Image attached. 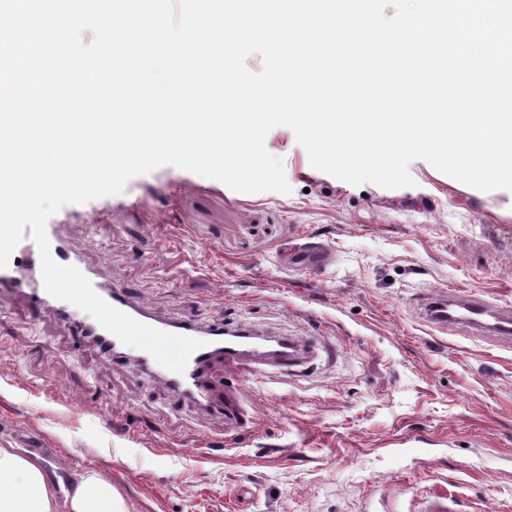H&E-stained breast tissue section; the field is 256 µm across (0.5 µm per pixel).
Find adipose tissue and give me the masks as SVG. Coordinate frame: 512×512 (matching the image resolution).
I'll return each mask as SVG.
<instances>
[{
	"label": "adipose tissue",
	"mask_w": 512,
	"mask_h": 512,
	"mask_svg": "<svg viewBox=\"0 0 512 512\" xmlns=\"http://www.w3.org/2000/svg\"><path fill=\"white\" fill-rule=\"evenodd\" d=\"M0 512H128L123 496L95 470L58 494L39 457L0 447Z\"/></svg>",
	"instance_id": "ef3b65f1"
}]
</instances>
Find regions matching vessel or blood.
<instances>
[{"label":"vessel or blood","mask_w":512,"mask_h":512,"mask_svg":"<svg viewBox=\"0 0 512 512\" xmlns=\"http://www.w3.org/2000/svg\"><path fill=\"white\" fill-rule=\"evenodd\" d=\"M52 258L61 265L82 267L81 258L66 245L57 226L47 228ZM96 293L114 308L155 329L201 340L202 346L189 358L183 373L171 372L159 365L150 354L138 351L135 359L140 366L158 376L179 396L207 404L211 401L212 385L209 371L216 362L246 363L255 369L271 365L291 371L308 362L313 355L310 345L280 338L275 345L261 342L255 331L241 325L221 322L200 327L191 319L169 321L150 313L131 296L124 286L94 283ZM21 298L35 314L60 311L71 318L80 338L94 342L103 357L117 363L127 357L125 346L97 322L78 318L73 305H60L45 291L41 277L40 254L31 237H24L15 248L6 268L0 269V297ZM422 309L427 323L444 330L457 325L475 333H495L512 336V308L495 306L478 297L459 298L441 292L424 296Z\"/></svg>","instance_id":"1"}]
</instances>
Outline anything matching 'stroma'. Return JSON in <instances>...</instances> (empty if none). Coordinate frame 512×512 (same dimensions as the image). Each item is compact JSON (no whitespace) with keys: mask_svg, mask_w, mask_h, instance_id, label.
I'll list each match as a JSON object with an SVG mask.
<instances>
[{"mask_svg":"<svg viewBox=\"0 0 512 512\" xmlns=\"http://www.w3.org/2000/svg\"><path fill=\"white\" fill-rule=\"evenodd\" d=\"M291 193H238L172 166L65 206L71 247L155 315L235 322L313 346L297 375L215 364L247 423L107 361L70 321L0 300V447L71 488L95 468L128 512H512V343L428 327L429 293L512 305V191L414 161L409 188L354 186L269 132ZM320 248L324 265L290 251Z\"/></svg>","mask_w":512,"mask_h":512,"instance_id":"1","label":"stroma"}]
</instances>
